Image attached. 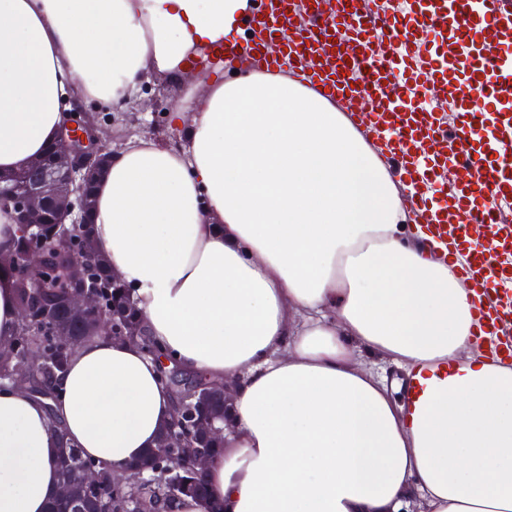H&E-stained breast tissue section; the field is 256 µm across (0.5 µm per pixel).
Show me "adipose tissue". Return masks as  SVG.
<instances>
[{
	"label": "adipose tissue",
	"mask_w": 512,
	"mask_h": 512,
	"mask_svg": "<svg viewBox=\"0 0 512 512\" xmlns=\"http://www.w3.org/2000/svg\"><path fill=\"white\" fill-rule=\"evenodd\" d=\"M247 0H0V170L67 111L185 85L177 144L147 137L94 183L91 236L140 341H82L51 384L0 389V512H51L60 448L123 473L175 413L177 363L231 388L207 471L224 512H512V364L488 356L444 260L407 246L383 162L294 83L199 68ZM431 378L406 417L360 361Z\"/></svg>",
	"instance_id": "obj_1"
}]
</instances>
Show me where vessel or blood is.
<instances>
[{
	"label": "vessel or blood",
	"mask_w": 512,
	"mask_h": 512,
	"mask_svg": "<svg viewBox=\"0 0 512 512\" xmlns=\"http://www.w3.org/2000/svg\"><path fill=\"white\" fill-rule=\"evenodd\" d=\"M225 65L285 76L366 135L390 133L388 165L410 226L460 255L480 331L512 360V0H403L349 11L340 0H249ZM437 91L435 109L419 102ZM424 386L404 380L406 414Z\"/></svg>",
	"instance_id": "obj_1"
}]
</instances>
